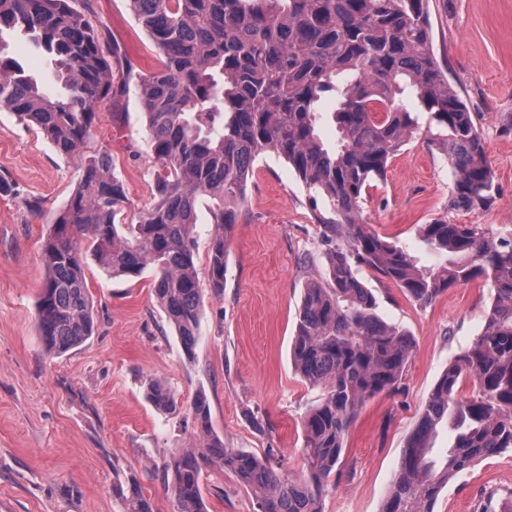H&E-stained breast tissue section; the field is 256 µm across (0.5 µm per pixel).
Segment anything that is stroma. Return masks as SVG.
Returning a JSON list of instances; mask_svg holds the SVG:
<instances>
[{
  "label": "stroma",
  "instance_id": "35a3bbf8",
  "mask_svg": "<svg viewBox=\"0 0 512 512\" xmlns=\"http://www.w3.org/2000/svg\"><path fill=\"white\" fill-rule=\"evenodd\" d=\"M106 34L121 43L134 74L160 65L128 0H90ZM433 45L448 80L478 116L498 189L487 210L453 207V170L433 146L427 114L391 160L364 208L369 228L432 266L440 257L419 233L434 219L512 231V0H430ZM5 40L10 55L53 96L64 89L52 58L28 36ZM95 147L112 155L134 217L152 202L147 128L136 90L104 101ZM81 161L58 156L34 125L0 108V512H126L117 485L137 481L155 512H173L163 464L202 441L193 402L205 395L213 431L225 447L274 453L284 475L308 471L302 420L322 397L296 373L291 357L301 292L326 272L308 193L287 163L260 155L229 237L224 288L205 289L194 358L152 294L155 272L112 279L86 262L95 331L61 356L37 336V295L46 275L42 244L49 224L77 186ZM38 199L39 210L26 202ZM360 278L377 314L409 333V371L398 393L367 401L345 439L341 477L329 481L323 512H381L403 449L449 363L481 334L492 291L481 280L455 285L419 306L368 269ZM175 393V413L146 396L149 379ZM493 489L512 490V455L483 460L440 494L435 512H473ZM208 512H253V497L229 471L203 477Z\"/></svg>",
  "mask_w": 512,
  "mask_h": 512
}]
</instances>
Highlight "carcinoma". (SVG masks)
<instances>
[{"label":"carcinoma","mask_w":512,"mask_h":512,"mask_svg":"<svg viewBox=\"0 0 512 512\" xmlns=\"http://www.w3.org/2000/svg\"><path fill=\"white\" fill-rule=\"evenodd\" d=\"M141 29L163 56L141 77L153 201L135 224L106 151L89 155L66 205L48 226L47 276L36 326L45 351L62 355L94 331L84 266L93 258L112 278L153 267V295L191 358L201 301L192 235L198 197H211L215 230L208 283L224 288L227 234L245 199L248 177L265 152L283 158L305 184L327 262L310 279L297 311L291 361L324 394L303 420L309 474L284 476L272 455L224 447L212 435L207 400L193 413L205 447L164 463L173 512H206L202 475L234 472L254 498V512H322L324 487L338 466L348 429L363 404L400 391L412 354L409 335L382 321L377 300L357 273L364 265L427 305L459 282L483 280L493 290L482 333L449 365L426 403L389 484L382 512H434L442 490L478 462L512 453V234L489 235L477 224L436 219L421 225L443 260L417 264L363 220L373 183L386 175L417 129L404 98L429 114L453 170L451 204L469 211L494 203L497 189L473 113L448 82L432 42L429 0H129ZM20 31L51 55L65 97L4 56L3 33ZM97 25L89 0H0V107L35 125L64 157L87 148L99 104L126 91L132 70ZM335 104L336 147L326 148L318 123L322 103ZM325 208L318 209V202ZM471 380L477 397L461 401ZM147 397L160 411L177 398L151 379ZM456 428L453 445L432 456L438 428ZM127 512H154L140 485L119 491ZM476 512H512V491H495Z\"/></svg>","instance_id":"1"}]
</instances>
